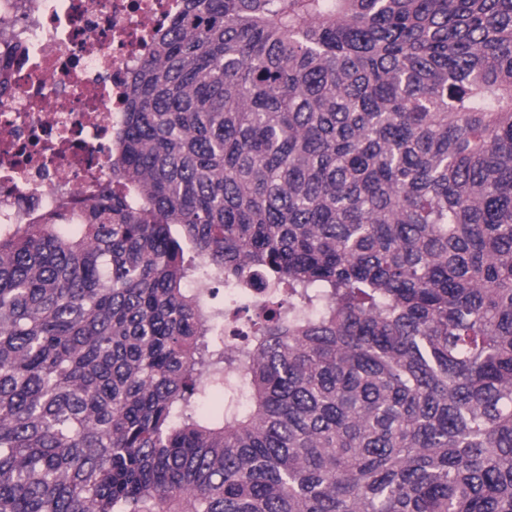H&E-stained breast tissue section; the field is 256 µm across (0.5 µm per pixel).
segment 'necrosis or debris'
<instances>
[{
    "instance_id": "necrosis-or-debris-1",
    "label": "necrosis or debris",
    "mask_w": 512,
    "mask_h": 512,
    "mask_svg": "<svg viewBox=\"0 0 512 512\" xmlns=\"http://www.w3.org/2000/svg\"><path fill=\"white\" fill-rule=\"evenodd\" d=\"M181 0H0V224L27 223L72 194L91 200L109 174L114 128L131 78ZM244 312L226 345L251 343L250 315L268 298L242 285Z\"/></svg>"
}]
</instances>
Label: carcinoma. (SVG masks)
I'll return each mask as SVG.
<instances>
[{"label": "carcinoma", "instance_id": "carcinoma-1", "mask_svg": "<svg viewBox=\"0 0 512 512\" xmlns=\"http://www.w3.org/2000/svg\"><path fill=\"white\" fill-rule=\"evenodd\" d=\"M181 2L0 230V512H512V0ZM270 288H252L243 284L241 288H225L224 296H236L238 293L245 300L247 311H242L237 317L224 318V343L226 345L247 348L251 343V322L253 313L261 308L268 298Z\"/></svg>", "mask_w": 512, "mask_h": 512}]
</instances>
